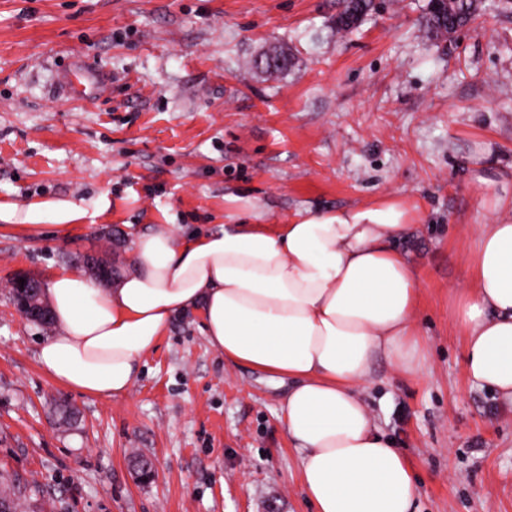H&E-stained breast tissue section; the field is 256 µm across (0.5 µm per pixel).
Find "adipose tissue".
Here are the masks:
<instances>
[{
	"instance_id": "ef3b65f1",
	"label": "adipose tissue",
	"mask_w": 512,
	"mask_h": 512,
	"mask_svg": "<svg viewBox=\"0 0 512 512\" xmlns=\"http://www.w3.org/2000/svg\"><path fill=\"white\" fill-rule=\"evenodd\" d=\"M413 231L398 202L285 224L132 231L114 287L68 271L49 277L57 331L39 364L72 390L120 398L174 317L200 313L225 360L288 378L282 425L314 512H414V472L362 398L378 357L405 376L418 369L420 280L396 246ZM466 263L472 281L453 290L451 306L465 369L512 401V223L477 225Z\"/></svg>"
}]
</instances>
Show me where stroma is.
Masks as SVG:
<instances>
[{
	"instance_id": "stroma-1",
	"label": "stroma",
	"mask_w": 512,
	"mask_h": 512,
	"mask_svg": "<svg viewBox=\"0 0 512 512\" xmlns=\"http://www.w3.org/2000/svg\"><path fill=\"white\" fill-rule=\"evenodd\" d=\"M379 3L340 33L337 0H0V212L82 211L61 234L0 227V472L38 491L18 512H311L279 420L287 382L225 362L199 314L174 318L129 395L100 400L43 372L50 332L6 286L86 253L122 274L131 224H284L383 200L415 214L402 247L424 359L411 378L378 359L364 400L414 469L418 512H512V404L468 379L449 314L474 225L512 221V9L485 0L433 43L425 0ZM273 47L294 65L271 77L253 61ZM76 66L94 98L67 95Z\"/></svg>"
}]
</instances>
